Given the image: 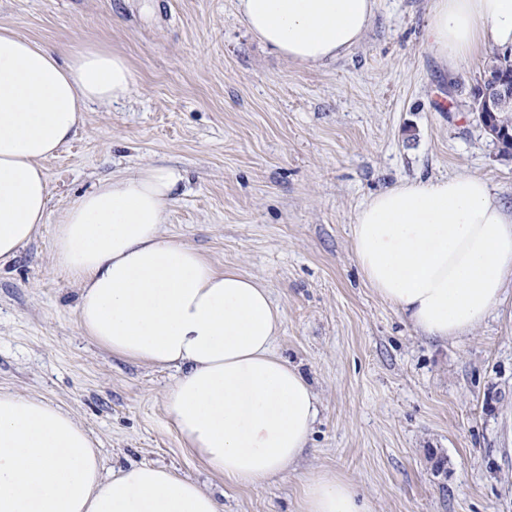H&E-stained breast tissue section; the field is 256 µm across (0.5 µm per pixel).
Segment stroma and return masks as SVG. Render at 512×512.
<instances>
[{
    "mask_svg": "<svg viewBox=\"0 0 512 512\" xmlns=\"http://www.w3.org/2000/svg\"><path fill=\"white\" fill-rule=\"evenodd\" d=\"M433 6L376 0L357 46L302 66L258 42L236 0H0V26L63 56L119 53L135 76L43 163L47 222L0 267V388L68 411L106 471L169 466L224 512H298L312 473L349 479L371 512H512V288L463 339L430 338L374 293L350 241L362 204L407 179L475 175L512 203V158L468 108L492 49L448 68L426 37ZM153 163L185 174L164 232L283 311L275 352L319 400L283 478L226 483L169 422L172 370L77 327L54 227L98 181Z\"/></svg>",
    "mask_w": 512,
    "mask_h": 512,
    "instance_id": "obj_1",
    "label": "stroma"
}]
</instances>
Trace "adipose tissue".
Here are the masks:
<instances>
[{
	"label": "adipose tissue",
	"instance_id": "ef3b65f1",
	"mask_svg": "<svg viewBox=\"0 0 512 512\" xmlns=\"http://www.w3.org/2000/svg\"><path fill=\"white\" fill-rule=\"evenodd\" d=\"M376 0H237L252 36L314 66L355 47ZM432 47L448 63L490 43L512 51V0H435ZM127 59L50 48L0 27V266L45 223L43 162L77 134L89 105L127 98ZM181 170L148 164L99 181L56 226L57 266L79 291L77 324L113 355L174 372L164 394L176 431L207 466L262 485L297 463L318 399L278 356L282 312L256 278L216 271L167 237ZM351 247L369 286L423 335L455 340L512 280V206L483 178L411 179L358 210ZM195 481L132 465L107 475L85 429L48 402L0 389V512H223ZM299 512H370L355 485L310 475Z\"/></svg>",
	"mask_w": 512,
	"mask_h": 512
}]
</instances>
